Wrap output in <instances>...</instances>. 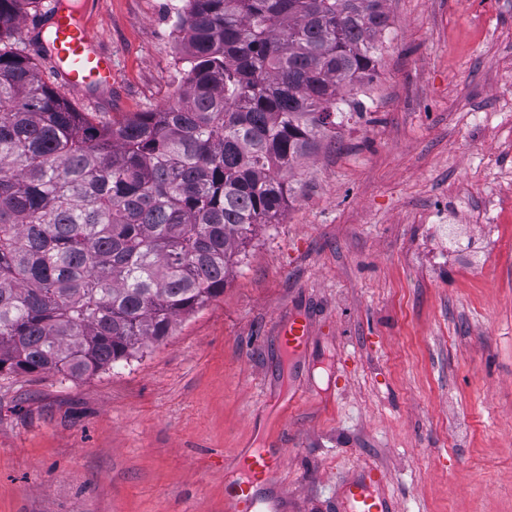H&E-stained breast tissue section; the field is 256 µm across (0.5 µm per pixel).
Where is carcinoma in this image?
I'll list each match as a JSON object with an SVG mask.
<instances>
[{"mask_svg": "<svg viewBox=\"0 0 512 512\" xmlns=\"http://www.w3.org/2000/svg\"><path fill=\"white\" fill-rule=\"evenodd\" d=\"M39 0H0V37ZM186 86L98 125L0 42V375L81 379L224 293L380 64L385 0H185Z\"/></svg>", "mask_w": 512, "mask_h": 512, "instance_id": "1", "label": "carcinoma"}]
</instances>
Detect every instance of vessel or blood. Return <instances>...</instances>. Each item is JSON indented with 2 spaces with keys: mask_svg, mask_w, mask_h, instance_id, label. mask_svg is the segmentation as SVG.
<instances>
[{
  "mask_svg": "<svg viewBox=\"0 0 512 512\" xmlns=\"http://www.w3.org/2000/svg\"><path fill=\"white\" fill-rule=\"evenodd\" d=\"M50 25L60 30L59 42L52 51L59 78L81 92L111 87L112 58L95 44L87 21L79 19L71 23L56 15L38 18L29 26L36 50L44 48L36 38L37 32ZM239 458L245 469L252 471L253 479L248 483L225 482V508L227 512H263L265 501L257 490L275 484L283 451L263 443L242 449ZM386 480V475L378 469L363 470L359 480L350 483L343 492L344 512H392L388 501L378 493Z\"/></svg>",
  "mask_w": 512,
  "mask_h": 512,
  "instance_id": "b4317fda",
  "label": "vessel or blood"
}]
</instances>
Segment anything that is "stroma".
<instances>
[{
  "label": "stroma",
  "mask_w": 512,
  "mask_h": 512,
  "mask_svg": "<svg viewBox=\"0 0 512 512\" xmlns=\"http://www.w3.org/2000/svg\"><path fill=\"white\" fill-rule=\"evenodd\" d=\"M110 125L183 84L169 0H74ZM373 81L302 161L279 223L146 352L84 379L0 375V512H224L258 424L289 512L383 471L395 512H512V0H386ZM309 327L286 355L289 317Z\"/></svg>",
  "instance_id": "35a3bbf8"
}]
</instances>
